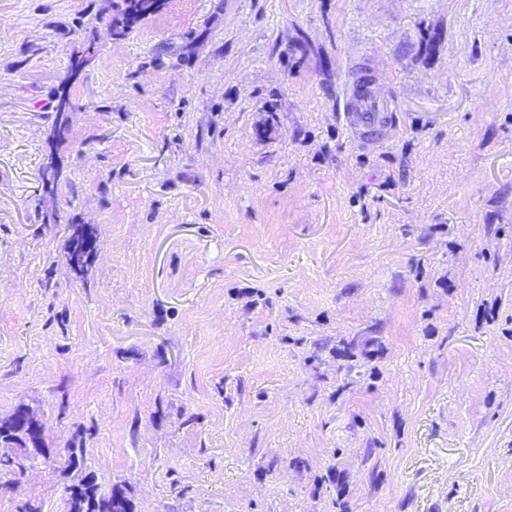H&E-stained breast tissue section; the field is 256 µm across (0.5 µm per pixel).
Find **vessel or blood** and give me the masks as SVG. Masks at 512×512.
Returning a JSON list of instances; mask_svg holds the SVG:
<instances>
[{"label": "vessel or blood", "mask_w": 512, "mask_h": 512, "mask_svg": "<svg viewBox=\"0 0 512 512\" xmlns=\"http://www.w3.org/2000/svg\"><path fill=\"white\" fill-rule=\"evenodd\" d=\"M372 69L350 75L343 90V118L347 128L365 138L375 130H392L396 106L391 95L382 93L373 79Z\"/></svg>", "instance_id": "b4317fda"}]
</instances>
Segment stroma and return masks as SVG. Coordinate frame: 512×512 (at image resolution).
Returning <instances> with one entry per match:
<instances>
[{
	"instance_id": "35a3bbf8",
	"label": "stroma",
	"mask_w": 512,
	"mask_h": 512,
	"mask_svg": "<svg viewBox=\"0 0 512 512\" xmlns=\"http://www.w3.org/2000/svg\"><path fill=\"white\" fill-rule=\"evenodd\" d=\"M365 60L382 142L342 118ZM21 406L45 454L0 512L87 477L130 512H512V0H165L123 35L0 0Z\"/></svg>"
}]
</instances>
